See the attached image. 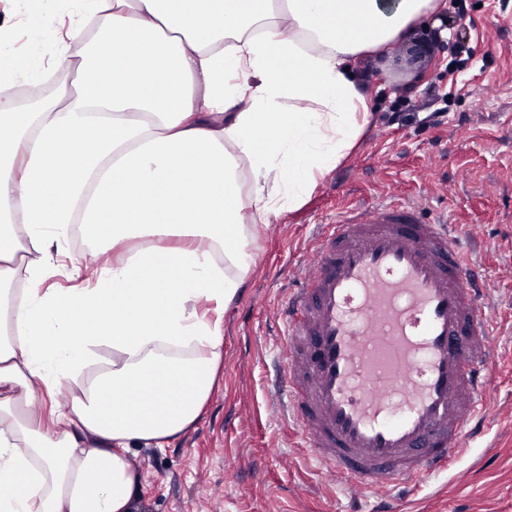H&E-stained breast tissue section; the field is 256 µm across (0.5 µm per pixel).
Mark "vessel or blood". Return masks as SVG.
Returning <instances> with one entry per match:
<instances>
[{
    "instance_id": "b4317fda",
    "label": "vessel or blood",
    "mask_w": 512,
    "mask_h": 512,
    "mask_svg": "<svg viewBox=\"0 0 512 512\" xmlns=\"http://www.w3.org/2000/svg\"><path fill=\"white\" fill-rule=\"evenodd\" d=\"M270 400L352 490L448 470L488 410L494 306L453 220L391 199L319 225L275 312Z\"/></svg>"
}]
</instances>
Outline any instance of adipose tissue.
I'll use <instances>...</instances> for the list:
<instances>
[{
  "label": "adipose tissue",
  "instance_id": "adipose-tissue-1",
  "mask_svg": "<svg viewBox=\"0 0 512 512\" xmlns=\"http://www.w3.org/2000/svg\"><path fill=\"white\" fill-rule=\"evenodd\" d=\"M85 18L77 125L0 106V512H139L134 448L199 420L223 316L262 217L298 210L372 123L357 75L439 0H65ZM202 89L191 92L189 85ZM22 222L25 240L13 225ZM118 248L96 282L46 285L63 225ZM153 237L152 246L134 240ZM29 256L16 266L18 252ZM22 277L21 297L3 287ZM112 351L101 362L99 346ZM81 394L64 396L71 383ZM37 405L38 419L24 416Z\"/></svg>",
  "mask_w": 512,
  "mask_h": 512
}]
</instances>
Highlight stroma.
Listing matches in <instances>:
<instances>
[{
	"mask_svg": "<svg viewBox=\"0 0 512 512\" xmlns=\"http://www.w3.org/2000/svg\"><path fill=\"white\" fill-rule=\"evenodd\" d=\"M473 58L449 70L455 40L410 47L398 41L372 57L374 120L347 161L334 169L296 212L260 224L249 250L254 262L224 312V363L195 426L164 448L130 455L143 477L141 512H375L383 496L344 493L340 478L317 472L295 430L268 404L274 311L302 266L326 214L383 197L421 201L447 211L484 244L481 259L496 302L498 367L486 433L447 472L403 495L404 512H512V0H461ZM12 56L38 39L52 66L40 77L42 106L66 101L79 87L76 60L56 58L65 27L32 32L25 0H0ZM415 119L395 124L388 98L407 85ZM444 110L433 124L435 110ZM112 248L72 229L52 252L49 282L73 287V265L97 268Z\"/></svg>",
	"mask_w": 512,
	"mask_h": 512,
	"instance_id": "1",
	"label": "stroma"
}]
</instances>
